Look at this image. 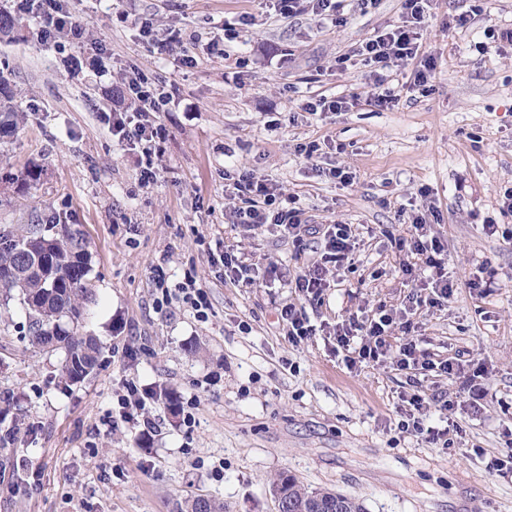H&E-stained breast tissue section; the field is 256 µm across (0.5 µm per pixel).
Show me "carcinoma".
I'll return each instance as SVG.
<instances>
[{
  "mask_svg": "<svg viewBox=\"0 0 512 512\" xmlns=\"http://www.w3.org/2000/svg\"><path fill=\"white\" fill-rule=\"evenodd\" d=\"M19 121L10 81L0 72V144L14 135ZM54 228L52 234L40 224L19 232L0 229V294L7 299L19 297L28 314L31 346L62 356L60 382L69 387L100 366L102 343L82 331L93 297L84 260L86 241L67 224ZM28 247L45 252L48 269L19 276L14 269ZM273 491L278 512H364L356 499L333 491H309L288 474L280 475ZM187 512H224V505L200 497L192 500Z\"/></svg>",
  "mask_w": 512,
  "mask_h": 512,
  "instance_id": "obj_1",
  "label": "carcinoma"
}]
</instances>
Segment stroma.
Wrapping results in <instances>:
<instances>
[{"label":"stroma","mask_w":512,"mask_h":512,"mask_svg":"<svg viewBox=\"0 0 512 512\" xmlns=\"http://www.w3.org/2000/svg\"><path fill=\"white\" fill-rule=\"evenodd\" d=\"M68 6L87 40L58 49L14 0H0L18 20L0 40V62L24 115L0 145V226L82 230L94 295L85 329L103 354L95 373L63 388L59 356L28 343L18 300L0 304V395L11 396L0 435L17 430L0 450V512H186L197 497L224 512H278L272 483L283 473L354 497L366 512H512V479L486 468L512 451V242L483 231L512 187V45L483 32L512 28V0H432L421 39L436 61L429 89L415 86L420 63L410 61L392 71L399 101L388 107L375 105L366 67L336 61L379 26L400 24L403 0H379L340 26L312 13L283 18L271 0ZM473 10L474 24L458 28ZM147 23L184 39L154 53ZM137 72L172 94L158 118L165 138L148 150L119 145L103 120ZM323 96L350 107L302 111ZM312 141L321 153L309 160L297 147ZM150 160L156 178L146 184ZM336 165L353 172L352 184L329 176ZM30 169L39 180L19 183ZM244 172L297 197L312 223L365 233L340 286L303 302L316 334L296 345L277 310L299 300L289 282L313 261V239L300 252L273 226L238 227L225 178ZM414 209L448 250L455 292L420 307L410 328L394 326L388 341L421 343L435 361L463 359L462 374L421 378L424 398L458 401L448 449L398 429L408 373L387 360L347 369L332 336L358 308L400 313L411 287L393 240L408 235ZM227 249L264 281L225 280L217 259ZM482 265L498 282L486 293L467 284ZM158 267L169 284L207 290L206 318L161 303ZM192 345L201 354H188ZM472 374L487 391L476 407L464 385ZM131 382L165 385L174 405L148 398L121 418Z\"/></svg>","instance_id":"obj_1"}]
</instances>
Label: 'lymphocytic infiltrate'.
<instances>
[{"label":"lymphocytic infiltrate","mask_w":512,"mask_h":512,"mask_svg":"<svg viewBox=\"0 0 512 512\" xmlns=\"http://www.w3.org/2000/svg\"><path fill=\"white\" fill-rule=\"evenodd\" d=\"M430 0H404L405 15L398 25H388L376 30L353 51L362 58L370 71L368 76L380 92L375 98L377 106L396 103L397 95L387 89L386 71L391 63L419 57L420 30L429 8ZM18 7L31 14L40 27L43 43L60 46L78 44L85 37L86 27L64 12L57 0H18ZM131 100L129 109L112 115V134L119 144L136 146L152 143L161 137L162 129L155 117L166 111L171 96L164 86L143 74L136 75L126 84ZM232 194L240 200L236 210V222L246 228L267 224L276 226L281 239L302 245L304 235L320 240L322 251L306 269L297 274L290 285L299 296L319 299L328 288L330 269H342L351 262L358 236L349 224H310L306 211L295 198L283 196L277 185L248 173L234 181ZM395 245L407 255L402 272L409 279H420L431 288V305L447 301L453 294L454 285L446 272L447 254L442 241L428 233L422 216H414L408 236L397 238ZM396 322L393 314L384 310L361 311L336 328L337 347L348 351V364L358 361L376 362L391 359L398 370L417 366L419 358L414 343H406L392 349L388 335Z\"/></svg>","instance_id":"lymphocytic-infiltrate-1"}]
</instances>
